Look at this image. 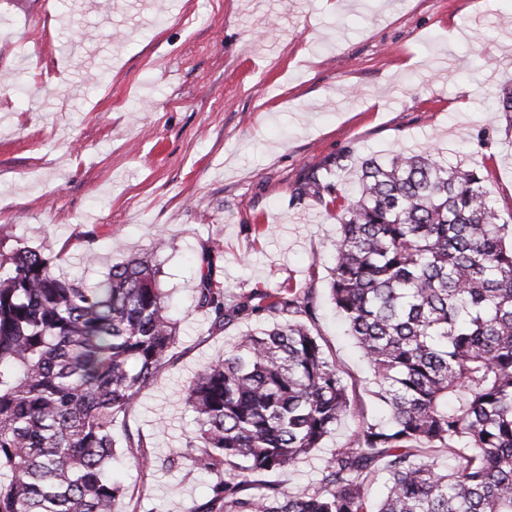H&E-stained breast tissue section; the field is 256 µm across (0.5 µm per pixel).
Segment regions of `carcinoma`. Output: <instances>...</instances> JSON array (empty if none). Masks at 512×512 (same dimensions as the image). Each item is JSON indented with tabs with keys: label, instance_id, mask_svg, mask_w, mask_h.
Wrapping results in <instances>:
<instances>
[{
	"label": "carcinoma",
	"instance_id": "cac0c4a2",
	"mask_svg": "<svg viewBox=\"0 0 512 512\" xmlns=\"http://www.w3.org/2000/svg\"><path fill=\"white\" fill-rule=\"evenodd\" d=\"M492 108L512 123V87ZM306 166L297 197L338 209L330 296L383 407L360 422L300 493L260 476L320 447L351 411L314 330L309 289L252 288L227 300L213 253L195 285L212 326L266 319L186 391L198 433L187 460L217 481L197 512H512V223L476 167L430 150L368 157L349 191ZM0 512H113L112 430L176 343L159 269L130 255L95 283L53 271L39 250L0 253ZM134 463L144 439L126 430ZM452 457L442 470L432 456ZM385 480L377 503L369 491Z\"/></svg>",
	"mask_w": 512,
	"mask_h": 512
}]
</instances>
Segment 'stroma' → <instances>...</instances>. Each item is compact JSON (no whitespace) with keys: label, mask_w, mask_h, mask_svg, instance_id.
I'll use <instances>...</instances> for the list:
<instances>
[{"label":"stroma","mask_w":512,"mask_h":512,"mask_svg":"<svg viewBox=\"0 0 512 512\" xmlns=\"http://www.w3.org/2000/svg\"><path fill=\"white\" fill-rule=\"evenodd\" d=\"M511 83L512 0H0V245L90 283L152 254L179 323L171 360L113 428L142 434L152 460L123 468L114 512H195L214 479L166 463L196 427L186 388L247 328L196 309L209 246L229 291L314 295L352 410L273 479L317 481L378 405L329 299L337 211L297 199L298 173L338 158L352 181L362 158L431 148L487 172L512 216V124L484 98Z\"/></svg>","instance_id":"1"}]
</instances>
